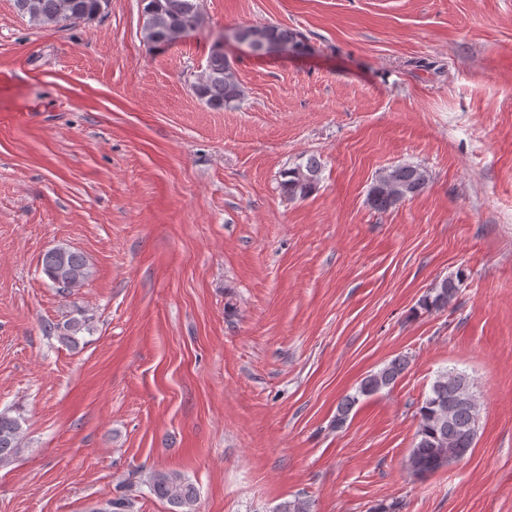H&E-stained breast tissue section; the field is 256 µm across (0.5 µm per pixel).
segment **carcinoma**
Segmentation results:
<instances>
[{"label": "carcinoma", "mask_w": 512, "mask_h": 512, "mask_svg": "<svg viewBox=\"0 0 512 512\" xmlns=\"http://www.w3.org/2000/svg\"><path fill=\"white\" fill-rule=\"evenodd\" d=\"M15 8L36 26L57 25L91 20L104 13L109 0H14ZM142 29L151 48L168 46L199 27L203 21L200 0H144ZM245 34L250 43L261 46L275 41L288 50L306 48L304 35L288 27L273 24L233 28ZM194 94L213 109L222 110L239 103L243 90L236 77L233 61L218 44L211 50L205 68L191 82ZM319 162L314 157L295 164L283 172L281 189L290 199L309 196L319 183ZM429 182L427 170L420 165L401 164L383 170L369 191L371 206L380 212L422 193ZM42 272L52 283L63 282L79 288L90 270L85 256L69 248H53L41 259ZM463 284L461 276L442 279L420 302L426 311H440L456 298ZM86 328V318L73 317L61 327L59 339L76 343V335ZM408 356L393 358L382 369L364 377L356 392L346 396L336 414L341 428L360 398L393 385L405 372ZM480 405L468 375L455 369L440 372L432 382L419 408L415 442L407 458V469L425 478L448 466V452L463 458L474 446ZM22 417L0 411V465L10 462L21 445ZM149 488L157 498L167 501L174 512H196V487L175 472L156 471L149 476ZM275 512H312L311 503L295 497L276 506Z\"/></svg>", "instance_id": "cac0c4a2"}]
</instances>
